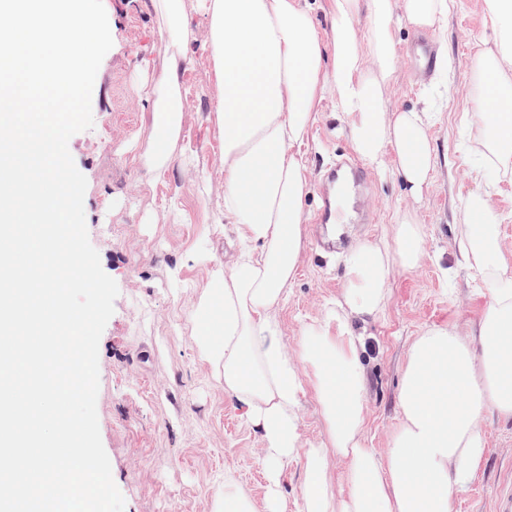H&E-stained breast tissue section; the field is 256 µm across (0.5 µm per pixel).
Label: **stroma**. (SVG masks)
I'll return each instance as SVG.
<instances>
[{"label": "stroma", "instance_id": "35a3bbf8", "mask_svg": "<svg viewBox=\"0 0 512 512\" xmlns=\"http://www.w3.org/2000/svg\"><path fill=\"white\" fill-rule=\"evenodd\" d=\"M113 46L98 70L91 129L70 139L85 176L89 240L101 267L119 288L114 314L99 342L97 415L113 480L125 512H213L225 475L263 502L266 463L258 436L240 419L199 358L192 306L213 272L231 268L236 231L224 217L223 143L214 122L218 106L208 62L209 20L201 0H184L189 33L179 77L185 90L182 138L163 174L147 173L135 154L152 141L151 105L138 89L167 69L169 36L155 0H103ZM453 70L436 103L443 117L430 133L431 184L421 200L407 197L396 175L394 149L382 167H368L375 220L349 224L344 244L391 237L396 214L409 210L424 232V255L413 269L393 264L388 303L366 323L361 356L367 378L364 436L377 452L389 448L399 417L402 371L413 340L452 323L469 334L486 303L474 273L447 283L441 266L455 261L453 242L460 202L491 192L502 221L500 244L512 258V163L493 179L474 169L481 122L468 90L470 61L492 48L496 34L484 18V0H455L443 28ZM391 112L422 107L427 82L396 57ZM299 150L309 182L338 156L353 155L335 97L325 93ZM327 226L306 224L305 250L287 298L278 308L288 353H297L306 324L322 318L345 283L335 255L323 249ZM484 464L455 495L453 512H493L492 498L512 471V420L486 414Z\"/></svg>", "mask_w": 512, "mask_h": 512}]
</instances>
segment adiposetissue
<instances>
[{"mask_svg": "<svg viewBox=\"0 0 512 512\" xmlns=\"http://www.w3.org/2000/svg\"><path fill=\"white\" fill-rule=\"evenodd\" d=\"M173 51L166 74L141 88L151 101L155 143L136 162L160 175L182 135L185 94L178 49L188 36L183 0H156ZM450 0H327L330 33L315 26L308 0H203L209 17L210 62L219 89L215 121L223 139L224 215L239 248L229 272L214 275L194 304L199 356L224 387L241 418L258 433L266 461L265 507L232 476L214 512H285L280 490L285 464L306 461L300 512H452L456 492L480 470L486 413L512 419V260L498 240L499 207L469 195L459 209L456 263L444 268L478 274L488 301L472 337L454 324L417 336L401 375L400 418L386 454L364 439L368 417L361 362L365 337L354 327L385 309L393 264L412 268L424 235L412 213L399 212L392 240L359 244L341 254L342 293L324 318L304 331L297 355L281 342L274 315L294 279L304 249L303 201L308 178L302 144L325 90L348 124L355 152L379 164L394 147L406 196L420 199L433 168L429 109L390 112L396 29L408 20L442 28ZM496 47L470 67L478 81L485 174L512 161V0H485ZM367 15L366 32L356 19ZM309 373H302V366ZM320 405L325 437L304 445L299 407L305 389ZM345 460L341 482L327 472L329 452ZM346 493L337 496V485Z\"/></svg>", "mask_w": 512, "mask_h": 512, "instance_id": "1", "label": "adipose tissue"}]
</instances>
